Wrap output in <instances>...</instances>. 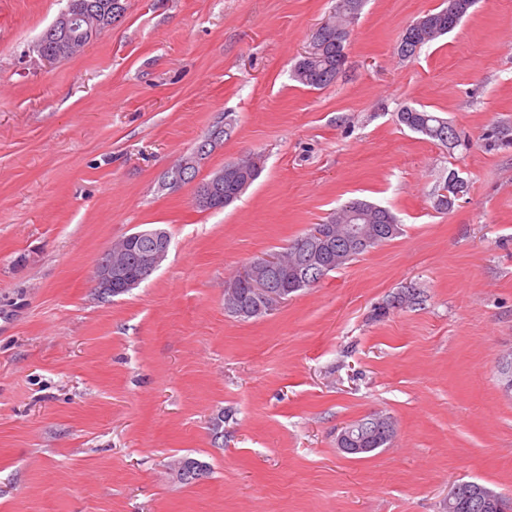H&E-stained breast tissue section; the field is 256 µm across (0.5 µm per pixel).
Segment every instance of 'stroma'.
Instances as JSON below:
<instances>
[{
  "instance_id": "35a3bbf8",
  "label": "stroma",
  "mask_w": 512,
  "mask_h": 512,
  "mask_svg": "<svg viewBox=\"0 0 512 512\" xmlns=\"http://www.w3.org/2000/svg\"><path fill=\"white\" fill-rule=\"evenodd\" d=\"M336 0H126L56 63L32 47L66 0H0V512H446L457 483L512 497V0H476L409 59L442 0H367L336 82L291 78ZM445 118L449 148L399 125ZM206 178H259L201 211L165 173L217 127ZM465 188L437 200L449 175ZM400 236L257 318L224 285L342 204ZM145 228L161 267L101 297L97 259ZM416 289L422 303L392 307ZM382 412L391 445L336 438ZM210 467L182 483L174 459ZM395 430L396 429H394L389 437H380L372 441H367L366 448H358L360 446L361 440L351 436L350 432L347 433L343 430L338 436L337 445L344 453L352 455H365L366 453L372 452L376 448H383L389 444L395 435ZM351 444L354 446V448H349V445Z\"/></svg>"
}]
</instances>
